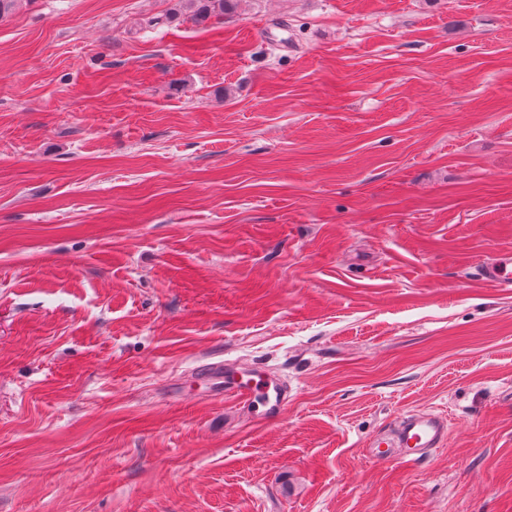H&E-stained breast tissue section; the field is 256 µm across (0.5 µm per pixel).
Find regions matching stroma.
<instances>
[{"mask_svg":"<svg viewBox=\"0 0 512 512\" xmlns=\"http://www.w3.org/2000/svg\"><path fill=\"white\" fill-rule=\"evenodd\" d=\"M179 2L0 19V512H512V0ZM191 9V20L198 24H206L212 17H224L233 13L238 0H186ZM479 275L486 283L500 287H512V256L510 253L483 260L478 265ZM209 377L220 379L224 375V391L240 401L262 408L259 416L268 422L276 421L288 404V390L283 384L258 369H227L222 362L211 364ZM448 439V421L434 413H415L404 417L391 436L382 437L374 448H386L380 460L391 458L397 451L406 457L418 460L427 456L434 448L443 446Z\"/></svg>","mask_w":512,"mask_h":512,"instance_id":"stroma-1","label":"stroma"}]
</instances>
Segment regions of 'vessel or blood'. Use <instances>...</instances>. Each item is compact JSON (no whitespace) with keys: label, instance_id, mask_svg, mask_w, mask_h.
<instances>
[{"label":"vessel or blood","instance_id":"obj_1","mask_svg":"<svg viewBox=\"0 0 512 512\" xmlns=\"http://www.w3.org/2000/svg\"><path fill=\"white\" fill-rule=\"evenodd\" d=\"M483 281L500 288L512 287V256L500 255L481 261L478 265ZM212 376L223 379L224 389L242 402L261 409L260 416L268 422L276 421L288 403V392L281 382L266 376L258 369H228L223 363L211 366ZM448 438V421L434 413H415L404 417L392 435L377 440L382 459L391 458L396 452L405 456L422 458L433 449L441 447Z\"/></svg>","mask_w":512,"mask_h":512}]
</instances>
